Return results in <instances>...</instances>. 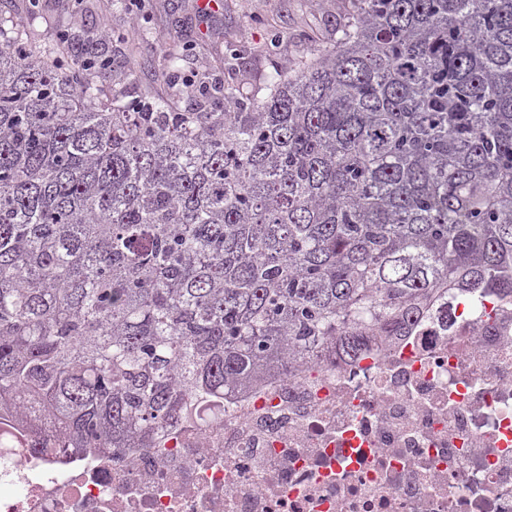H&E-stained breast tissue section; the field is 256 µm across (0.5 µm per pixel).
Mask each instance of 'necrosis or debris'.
Listing matches in <instances>:
<instances>
[{"label": "necrosis or debris", "instance_id": "necrosis-or-debris-1", "mask_svg": "<svg viewBox=\"0 0 512 512\" xmlns=\"http://www.w3.org/2000/svg\"><path fill=\"white\" fill-rule=\"evenodd\" d=\"M0 512H512V294L450 289L405 335L194 398L149 448L0 423Z\"/></svg>", "mask_w": 512, "mask_h": 512}]
</instances>
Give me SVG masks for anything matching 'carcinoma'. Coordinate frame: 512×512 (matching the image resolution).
Segmentation results:
<instances>
[{
    "label": "carcinoma",
    "instance_id": "cac0c4a2",
    "mask_svg": "<svg viewBox=\"0 0 512 512\" xmlns=\"http://www.w3.org/2000/svg\"><path fill=\"white\" fill-rule=\"evenodd\" d=\"M336 43L209 112L0 10V417L149 448L450 288L512 293V0H347Z\"/></svg>",
    "mask_w": 512,
    "mask_h": 512
}]
</instances>
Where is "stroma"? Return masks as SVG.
I'll use <instances>...</instances> for the list:
<instances>
[{
	"instance_id": "obj_1",
	"label": "stroma",
	"mask_w": 512,
	"mask_h": 512,
	"mask_svg": "<svg viewBox=\"0 0 512 512\" xmlns=\"http://www.w3.org/2000/svg\"><path fill=\"white\" fill-rule=\"evenodd\" d=\"M216 2L205 17L200 0H40L34 14L29 0H12L9 9L33 22L43 42H56L64 30L96 40L99 52L112 59L114 88L126 99L159 95L203 112L199 94L164 78L166 67L211 86L232 81L252 92L273 64L334 44L346 6L345 0ZM175 47L182 56L172 65L168 54Z\"/></svg>"
}]
</instances>
